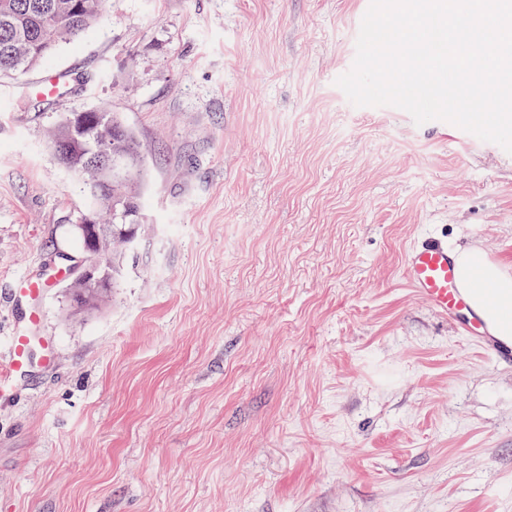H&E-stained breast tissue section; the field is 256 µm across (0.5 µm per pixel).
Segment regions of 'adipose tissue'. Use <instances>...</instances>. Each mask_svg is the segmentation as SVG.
I'll list each match as a JSON object with an SVG mask.
<instances>
[{
    "label": "adipose tissue",
    "instance_id": "obj_1",
    "mask_svg": "<svg viewBox=\"0 0 512 512\" xmlns=\"http://www.w3.org/2000/svg\"><path fill=\"white\" fill-rule=\"evenodd\" d=\"M455 259L462 283L470 290L472 309L492 336L512 343V272L475 251L458 252Z\"/></svg>",
    "mask_w": 512,
    "mask_h": 512
}]
</instances>
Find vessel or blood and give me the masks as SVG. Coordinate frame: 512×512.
<instances>
[{
    "mask_svg": "<svg viewBox=\"0 0 512 512\" xmlns=\"http://www.w3.org/2000/svg\"><path fill=\"white\" fill-rule=\"evenodd\" d=\"M68 84V76L59 71L43 74L35 81L36 88L50 99L59 98ZM405 269L408 284L439 315L448 317L469 309V296L461 283L456 260L438 239H426L410 249ZM29 346L28 336L16 331L0 349V396L17 395V381L29 365Z\"/></svg>",
    "mask_w": 512,
    "mask_h": 512,
    "instance_id": "obj_1",
    "label": "vessel or blood"
}]
</instances>
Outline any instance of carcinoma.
I'll list each match as a JSON object with an SVG mask.
<instances>
[{
	"mask_svg": "<svg viewBox=\"0 0 512 512\" xmlns=\"http://www.w3.org/2000/svg\"><path fill=\"white\" fill-rule=\"evenodd\" d=\"M81 13L73 11L75 0H0V74L24 72L42 62L57 46L79 37L99 16L103 0H80ZM95 125L84 133L74 129L81 111L68 112L56 122L52 146H65L64 165L82 178L99 183L98 195L82 215L98 225L112 214V238L136 229L141 206L134 189L143 165L139 144L129 129L106 107L93 109ZM112 138V156L132 164V169L112 173L110 188L102 189L101 173L91 164L98 136Z\"/></svg>",
	"mask_w": 512,
	"mask_h": 512,
	"instance_id": "carcinoma-1",
	"label": "carcinoma"
}]
</instances>
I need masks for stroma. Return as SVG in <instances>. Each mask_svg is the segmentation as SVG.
Instances as JSON below:
<instances>
[{"label":"stroma","instance_id":"obj_1","mask_svg":"<svg viewBox=\"0 0 512 512\" xmlns=\"http://www.w3.org/2000/svg\"><path fill=\"white\" fill-rule=\"evenodd\" d=\"M362 0H105L0 75V343L45 281L0 403V512H512V361L405 280L427 237L512 268V154L336 86ZM37 70V71H38ZM135 134L142 222L115 288L66 274L90 201L50 134ZM68 85L69 77L60 71L44 73L35 81V87L50 99H58Z\"/></svg>","mask_w":512,"mask_h":512}]
</instances>
